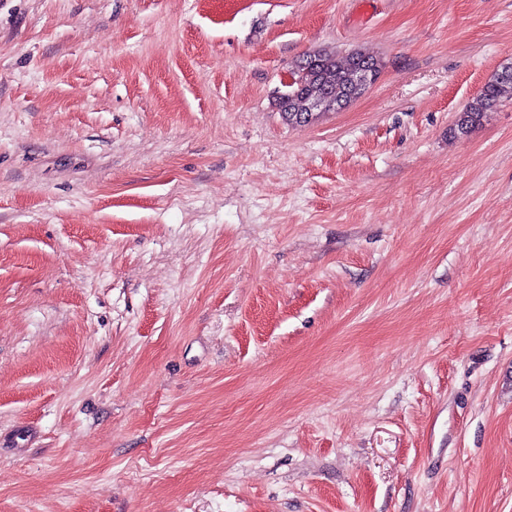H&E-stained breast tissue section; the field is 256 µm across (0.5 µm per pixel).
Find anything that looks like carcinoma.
Instances as JSON below:
<instances>
[{
  "mask_svg": "<svg viewBox=\"0 0 512 512\" xmlns=\"http://www.w3.org/2000/svg\"><path fill=\"white\" fill-rule=\"evenodd\" d=\"M370 63L381 66L377 57L350 52L339 55L325 49L316 50L296 59L291 73L298 82L288 88V93L276 99V107L290 124L305 125L315 121L322 113L312 111L306 105L327 98L334 102L336 109L344 108L350 101L362 95L360 66ZM512 101V66L508 75L496 73L484 84L479 92L457 113L450 132L464 136L481 124L485 114L492 111L500 102Z\"/></svg>",
  "mask_w": 512,
  "mask_h": 512,
  "instance_id": "obj_1",
  "label": "carcinoma"
}]
</instances>
